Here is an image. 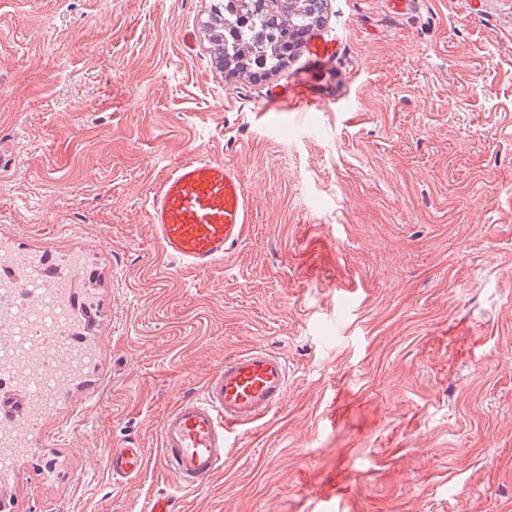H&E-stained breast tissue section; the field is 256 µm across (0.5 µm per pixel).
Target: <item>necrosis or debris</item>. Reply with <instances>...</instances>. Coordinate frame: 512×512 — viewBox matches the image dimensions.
Instances as JSON below:
<instances>
[{
    "label": "necrosis or debris",
    "mask_w": 512,
    "mask_h": 512,
    "mask_svg": "<svg viewBox=\"0 0 512 512\" xmlns=\"http://www.w3.org/2000/svg\"><path fill=\"white\" fill-rule=\"evenodd\" d=\"M20 266L21 286L0 285V381L16 383L29 401L26 426L38 421V410L74 377L86 359L71 336L69 280H42L39 256L0 253V266Z\"/></svg>",
    "instance_id": "obj_1"
}]
</instances>
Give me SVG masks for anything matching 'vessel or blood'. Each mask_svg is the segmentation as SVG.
Masks as SVG:
<instances>
[{
  "instance_id": "obj_1",
  "label": "vessel or blood",
  "mask_w": 512,
  "mask_h": 512,
  "mask_svg": "<svg viewBox=\"0 0 512 512\" xmlns=\"http://www.w3.org/2000/svg\"><path fill=\"white\" fill-rule=\"evenodd\" d=\"M147 219L163 253L190 269L205 270L241 243L250 198L241 173L221 161L189 157L161 179L147 204ZM288 363L254 347L225 358L201 390L185 395L159 424L161 466L171 493L152 498L147 512H171L177 493L205 484L224 462L238 427L279 408L288 394ZM115 481L142 474L145 451L128 444L109 449Z\"/></svg>"
}]
</instances>
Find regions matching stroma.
I'll return each mask as SVG.
<instances>
[{
  "label": "stroma",
  "instance_id": "35a3bbf8",
  "mask_svg": "<svg viewBox=\"0 0 512 512\" xmlns=\"http://www.w3.org/2000/svg\"><path fill=\"white\" fill-rule=\"evenodd\" d=\"M209 6L0 0V248L97 310L95 362L21 430L0 496L146 512L172 484L164 414L261 346L288 361L285 403L172 512H512V0H327V53L258 80L217 68ZM188 157L251 199L203 271L145 217ZM125 440L146 468L118 484ZM107 465L112 472L113 480L118 482L133 480L144 471L145 450L129 444L111 448L108 451Z\"/></svg>",
  "mask_w": 512,
  "mask_h": 512
}]
</instances>
